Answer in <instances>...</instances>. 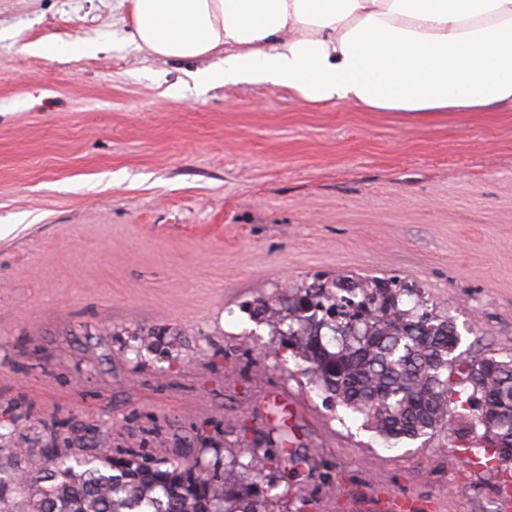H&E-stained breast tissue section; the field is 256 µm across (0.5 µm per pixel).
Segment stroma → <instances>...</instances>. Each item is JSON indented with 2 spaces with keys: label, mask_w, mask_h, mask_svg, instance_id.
Listing matches in <instances>:
<instances>
[{
  "label": "stroma",
  "mask_w": 512,
  "mask_h": 512,
  "mask_svg": "<svg viewBox=\"0 0 512 512\" xmlns=\"http://www.w3.org/2000/svg\"><path fill=\"white\" fill-rule=\"evenodd\" d=\"M53 38L99 44L46 60ZM132 39L130 0H0V448H139L230 465L257 512H497L512 455L459 401L386 447L283 347L304 288L397 279L454 318L456 361L512 360V109L420 121ZM297 458L285 474L263 451Z\"/></svg>",
  "instance_id": "obj_1"
}]
</instances>
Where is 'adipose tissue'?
Instances as JSON below:
<instances>
[{
  "label": "adipose tissue",
  "mask_w": 512,
  "mask_h": 512,
  "mask_svg": "<svg viewBox=\"0 0 512 512\" xmlns=\"http://www.w3.org/2000/svg\"><path fill=\"white\" fill-rule=\"evenodd\" d=\"M133 37L205 86L418 117L512 109V0H131Z\"/></svg>",
  "instance_id": "1"
}]
</instances>
